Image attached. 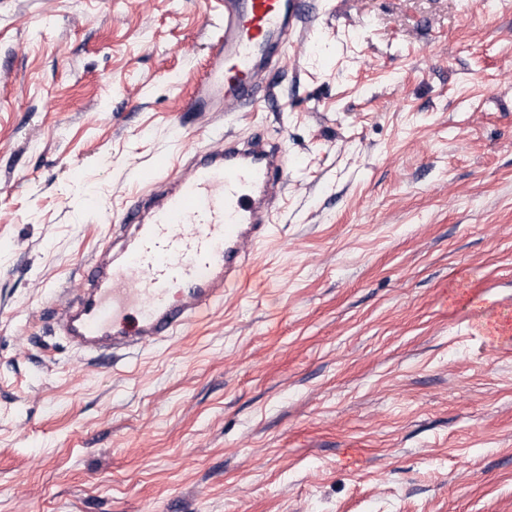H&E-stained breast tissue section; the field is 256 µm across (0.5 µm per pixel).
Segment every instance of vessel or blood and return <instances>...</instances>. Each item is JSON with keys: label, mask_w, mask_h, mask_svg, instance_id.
<instances>
[{"label": "vessel or blood", "mask_w": 512, "mask_h": 512, "mask_svg": "<svg viewBox=\"0 0 512 512\" xmlns=\"http://www.w3.org/2000/svg\"><path fill=\"white\" fill-rule=\"evenodd\" d=\"M224 33L212 44L209 70L184 109L216 112L230 102L256 112L302 20V0H219ZM188 164L159 155L138 172L144 194L123 212L116 247L85 269L78 301L54 313L78 349L101 355L174 336L223 302L272 236L273 209L286 156L262 133H225L217 151L192 148Z\"/></svg>", "instance_id": "obj_1"}]
</instances>
